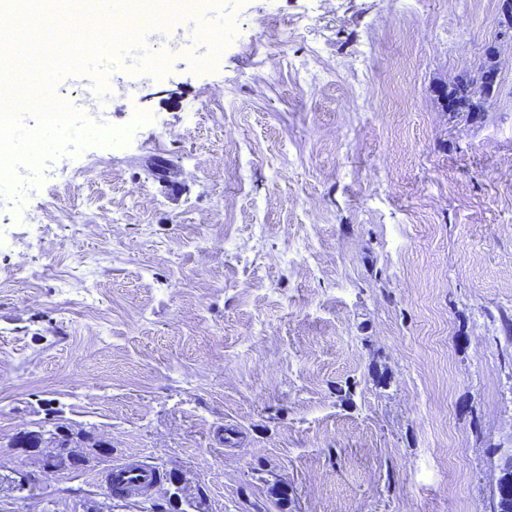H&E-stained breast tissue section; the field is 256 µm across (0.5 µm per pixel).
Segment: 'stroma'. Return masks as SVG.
Instances as JSON below:
<instances>
[{
	"label": "stroma",
	"mask_w": 512,
	"mask_h": 512,
	"mask_svg": "<svg viewBox=\"0 0 512 512\" xmlns=\"http://www.w3.org/2000/svg\"><path fill=\"white\" fill-rule=\"evenodd\" d=\"M198 11L231 33L157 44L161 78L104 60L126 143L69 155L92 172L39 223L0 196V512H489L512 454L501 0ZM489 59L483 112L447 111ZM44 429L67 448L19 446ZM124 460L165 478L115 496Z\"/></svg>",
	"instance_id": "1"
}]
</instances>
